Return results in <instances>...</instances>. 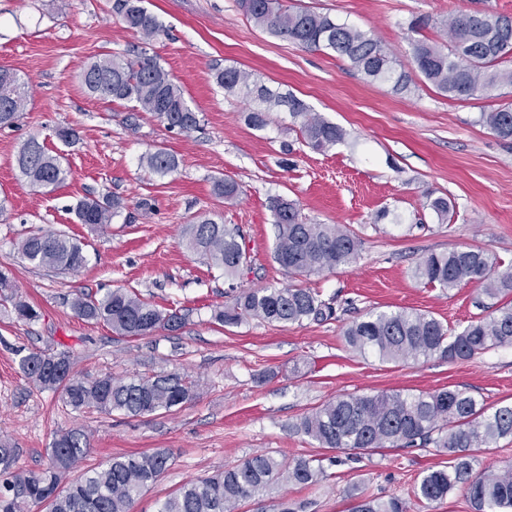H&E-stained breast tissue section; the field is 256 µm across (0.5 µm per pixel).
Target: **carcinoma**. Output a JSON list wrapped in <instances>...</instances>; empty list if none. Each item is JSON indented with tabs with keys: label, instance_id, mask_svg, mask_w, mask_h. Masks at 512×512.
I'll use <instances>...</instances> for the list:
<instances>
[{
	"label": "carcinoma",
	"instance_id": "1",
	"mask_svg": "<svg viewBox=\"0 0 512 512\" xmlns=\"http://www.w3.org/2000/svg\"><path fill=\"white\" fill-rule=\"evenodd\" d=\"M243 14L271 34L305 48L332 52L347 59L353 69L370 82L387 83L393 91H412L409 68L450 99L466 100L478 93L512 87V16L490 12L451 15L439 22L448 38V48L418 39L412 43L410 62L404 63L386 50L373 35L327 14L291 9L282 0H237ZM112 10L124 27L150 41L162 31L157 17L142 0H113ZM216 83L229 94L257 103L248 119L257 128L267 125L269 113L284 107L300 121L303 141L325 152L345 138L344 130L316 113L294 95L275 93L252 79L251 73L226 68L215 74ZM85 90L100 99L127 101L151 112L167 127L189 132L197 127V113L183 90L156 59L135 60L119 55L99 58L81 73ZM28 86L18 75L0 81V127L15 123L25 106ZM479 122L497 137L512 140V104L480 113ZM148 168L167 175L178 168V159L165 149L145 157ZM16 164L21 176L35 189L54 187L65 179L60 156L50 154L37 139L20 148ZM216 195L232 201L239 185L230 178L214 181ZM439 223L448 220L452 204L446 197L427 201ZM124 208L123 199L106 196L84 199L74 209L81 224L104 228ZM276 226L274 261L292 276L332 272L356 261L362 240L339 224H310L299 205L281 196L271 198ZM240 229L199 218L184 232L186 249L210 266L235 278L247 264L239 242ZM18 253L30 264L56 274L76 273L86 264L82 243L64 234L40 231L18 243ZM414 276L426 285L452 289L462 283L481 285L484 295L505 299L512 295V267L483 247L453 248L431 253L415 267ZM13 308L20 320L34 321L38 311L16 296ZM73 308L86 320L103 322L121 336H150L158 330L176 331L185 317L164 311L137 294L114 289L100 298L77 297ZM332 307L309 288H259L242 291L228 304L217 307L213 318L225 326L248 319L268 324H299L321 321ZM344 341L353 351L373 354L384 362L417 361L438 357L467 360L490 349L512 346V304L506 302L489 315L470 321L452 333L444 324L419 312H377L354 321L344 330ZM27 379L41 390H62L65 402L76 411L119 412L132 417L169 411L192 400L197 385L178 373L115 379L110 375L86 382L73 375V362L66 351H31L20 360ZM296 432L319 447L343 450L352 458L384 448L420 445L446 451L452 460L424 472L413 488L418 501L438 503L457 486L464 485L474 512H512V468L472 477L475 448H495L512 438V405H490L461 389H441L418 394L401 391L371 396L341 394L304 414L293 425ZM90 449L88 434L70 429L53 437L50 465L39 472L15 468L17 449L0 439V512H26L30 505H44L48 512H130L141 492L154 484L168 467L165 451L130 453L112 457L103 469L88 471L83 479L60 489L70 467ZM327 478L322 459L300 456L288 462L268 453H257L224 471L184 485L168 497L160 512H239L241 502L273 484L309 486ZM351 512H410L409 502L391 497L355 501Z\"/></svg>",
	"mask_w": 512,
	"mask_h": 512
}]
</instances>
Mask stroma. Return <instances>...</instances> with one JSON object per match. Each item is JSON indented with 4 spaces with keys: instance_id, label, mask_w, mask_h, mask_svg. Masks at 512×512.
<instances>
[{
    "instance_id": "35a3bbf8",
    "label": "stroma",
    "mask_w": 512,
    "mask_h": 512,
    "mask_svg": "<svg viewBox=\"0 0 512 512\" xmlns=\"http://www.w3.org/2000/svg\"><path fill=\"white\" fill-rule=\"evenodd\" d=\"M372 32L399 59L414 40L444 43L448 15L490 11L512 16V0H287ZM162 25L143 41L124 28L112 0H0V67L17 73L29 98L13 126L0 128V268L10 270L23 299L41 313L17 320L0 296V438L19 450L17 466L40 471L56 432L91 435L88 456L67 473L75 480L122 453H169L167 470L134 501L131 512H159L185 482L216 474L259 452L289 460H327V480L300 487L276 484L240 512H350L351 488L363 495L409 500L410 512H471L465 487L443 502H418L411 488L426 470L446 464L432 447L391 448L345 459L292 431L301 416L339 394L464 389L489 404H512V347L467 361L438 358L383 363L346 347L344 329L380 311H416L457 331L485 315L490 300L478 284L448 290L417 281V263L433 252L481 246L512 264V140L479 122L481 113L512 103V88L451 100L417 81L408 94L370 83L347 60L303 48L256 27L236 0H145ZM434 24L412 32V18ZM120 53L154 57L179 85L199 118L196 129H168L132 103L87 94L79 75L91 61ZM236 67L338 124L343 142L318 153L302 140L288 113L261 128L248 124L250 101L217 87L215 70ZM60 126L78 133L67 145ZM60 155L67 171L54 190L36 191L21 177L16 156L30 138ZM163 148L179 159L162 176L142 158ZM229 177L242 193L224 203L213 181ZM123 197L127 207L100 230L78 223L84 198ZM297 201L313 224H341L363 241L356 263L320 276L289 279L274 261L270 200ZM452 200L456 214L441 224L427 198ZM198 216L241 230L249 266L235 282L186 251L182 232ZM43 230L82 243L85 267L54 275L22 260L17 242ZM332 299L324 321L237 327L214 321L215 306L233 290L289 283ZM116 288L139 293L162 309L185 314L177 331L142 338L113 333L74 311L80 294ZM68 350L77 377L129 378L177 372L199 385L196 399L144 417L81 413L61 392L35 387L19 367L30 350Z\"/></svg>"
}]
</instances>
